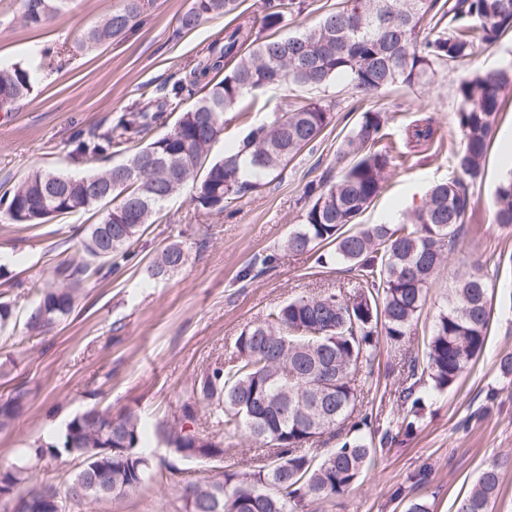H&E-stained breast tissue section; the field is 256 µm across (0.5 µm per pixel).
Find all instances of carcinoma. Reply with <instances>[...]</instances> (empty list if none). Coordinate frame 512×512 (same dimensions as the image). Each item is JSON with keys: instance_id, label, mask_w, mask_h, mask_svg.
Here are the masks:
<instances>
[{"instance_id": "1", "label": "carcinoma", "mask_w": 512, "mask_h": 512, "mask_svg": "<svg viewBox=\"0 0 512 512\" xmlns=\"http://www.w3.org/2000/svg\"><path fill=\"white\" fill-rule=\"evenodd\" d=\"M70 3L21 0L23 19L40 26ZM142 7V0H124L121 8L82 33L80 45L94 48L122 35ZM238 7L239 0H193L180 18V29L192 30ZM302 7L303 0H266L263 28L280 27ZM381 12L386 16L383 28L372 23ZM430 13L435 22L425 35ZM508 29L512 0H342L300 34L260 38L246 22L224 30V45H212L189 77L162 95L160 108L176 110L184 95L205 89L170 132L131 153L129 144L145 138L164 112L123 114L110 130L77 140L80 155L90 163L112 150L129 153L124 162L82 176L37 169L0 195V204L17 224L35 226L87 211L98 215L96 223L85 227L79 260L59 264L53 281L36 287L39 300L26 327L43 333L66 320L84 283L106 268H118L117 258L126 255L154 214L189 181L195 182L192 201L197 207L221 211L225 199L259 186L315 142L331 121L325 106L311 100L252 127L223 158L208 161L212 144L224 131V113L246 94L285 81L322 88L337 78L363 95L396 84H428L439 71L470 59ZM36 80L37 70L29 65L1 67L0 109L9 110L27 97ZM511 88L512 63L458 84L461 140L453 153V175L431 188L408 224L358 223L379 195L392 162L388 152L376 149L386 136L388 118L377 110L361 113L339 152L347 160L341 176L331 186H307L302 224L285 241L292 253L315 251L323 265H347L356 272V286L348 294L295 298L270 310L263 321L245 326L232 355L215 361L194 383L182 417L174 424L155 425V434L186 461L224 460V439L237 435L268 449L248 469H225L217 480L186 484L183 512H305L308 503L340 497L355 484L375 453L365 433L373 428L372 417L365 413L352 421L364 399L357 376L370 364L378 336L396 344L404 341L445 254L457 246L470 206L468 188L482 178L501 97ZM434 136L428 122L406 133L418 145ZM494 221L512 225V173L495 190ZM276 260L273 254L256 255L244 275H260ZM186 261L184 249L171 243L148 266V278L173 274ZM489 290L483 269L468 273L436 317L425 358L408 356L405 383L396 396L406 407L405 432L413 431L424 405L417 386L426 380L437 392L447 390L485 348ZM26 401L27 392L19 387L0 400V431L13 426ZM199 402L210 407L224 432L198 431L194 405ZM347 425L353 435L340 446L322 452L306 448L324 435L329 443ZM147 437L146 423L134 408L116 415L109 408H87L59 435L21 449L16 462L0 465V500L11 501L29 464L49 463L63 454L81 460L66 491L69 500L80 504L126 496L150 479ZM499 477V463L487 464L456 512H491ZM26 495L48 503L61 499L51 484L31 488Z\"/></svg>"}]
</instances>
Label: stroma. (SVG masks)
Wrapping results in <instances>:
<instances>
[{
	"label": "stroma",
	"instance_id": "35a3bbf8",
	"mask_svg": "<svg viewBox=\"0 0 512 512\" xmlns=\"http://www.w3.org/2000/svg\"><path fill=\"white\" fill-rule=\"evenodd\" d=\"M265 0H241L237 15L210 19L190 31L179 20L192 0H145L138 23L112 43L85 50L78 39L87 28L118 9L123 0H73L45 25L22 18L20 0H0V65L16 62L38 69L33 92L11 111H0V184H14L35 169L80 176L88 171L73 150L77 134L103 130L118 116L135 112L159 96L163 86L184 76L225 26L237 19L259 20ZM58 55L40 57L42 48ZM512 52V31L484 46L465 65L438 74L428 85H396L364 97L345 80L323 89L291 83L245 96L224 115V133L211 149L237 140L273 113L310 100L331 112V122L313 149L302 152L256 190L225 200L223 212H206L191 200V186L174 195L154 224L135 239L119 272L94 277L83 288L68 320L46 334L29 333L25 318L34 306L35 285L53 278L54 268L78 258L85 225L96 215L80 212L27 227L0 208V300L12 302L16 318L0 331V363L15 361L0 376V398L16 387L29 394L24 414L0 432V463L21 448L60 431L75 414L96 405L138 409L148 424L180 416L186 390L216 360L229 357L241 329L263 319L272 307L300 295L351 291L355 279L346 266H319L313 254L284 250L300 224L309 183L336 181L338 160L361 112L374 108L389 118L380 147L393 161L383 188L360 216L363 224H398L419 208L427 189L453 172L452 152L460 145L457 83L498 66ZM430 120L436 136L426 146L403 144L405 129ZM512 90L498 114L485 160L484 177L471 187V208L461 242L433 280L419 317L402 345L380 343L364 367L361 410L376 428L391 431L393 442L376 443L374 461L341 499L314 502L306 512H405L397 489L424 500L429 512H456L457 503L491 458L502 466L494 512H512V375L498 359L512 351V227L494 221L498 183L512 173ZM172 242L183 243L188 260L179 271L147 279L145 269ZM277 261L257 278L243 270L257 254ZM480 265L493 280L492 317L487 343L458 382L425 399L416 430L405 433L404 409L394 393L406 377L408 354H423L434 321L457 280ZM155 467L145 486L123 498L68 504L65 512H180L181 483L215 475L212 463L185 461L161 440L151 444ZM177 474H170L169 466ZM427 470L425 485L411 479Z\"/></svg>",
	"mask_w": 512,
	"mask_h": 512
}]
</instances>
